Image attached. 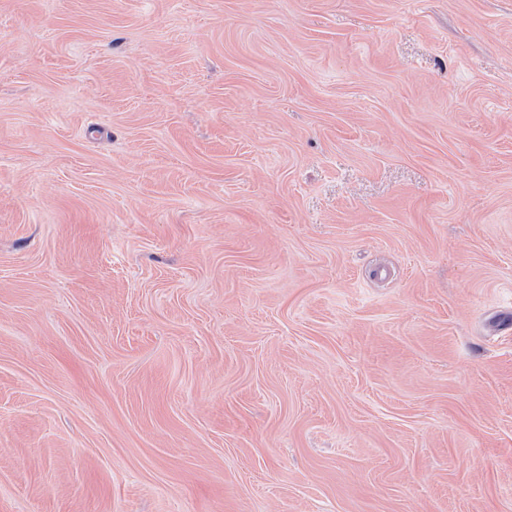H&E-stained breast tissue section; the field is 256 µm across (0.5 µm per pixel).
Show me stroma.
Instances as JSON below:
<instances>
[{
    "label": "stroma",
    "instance_id": "35a3bbf8",
    "mask_svg": "<svg viewBox=\"0 0 512 512\" xmlns=\"http://www.w3.org/2000/svg\"><path fill=\"white\" fill-rule=\"evenodd\" d=\"M0 512H512V0H0Z\"/></svg>",
    "mask_w": 512,
    "mask_h": 512
}]
</instances>
